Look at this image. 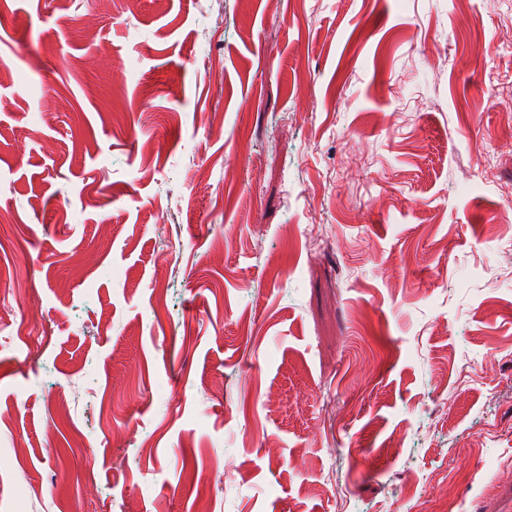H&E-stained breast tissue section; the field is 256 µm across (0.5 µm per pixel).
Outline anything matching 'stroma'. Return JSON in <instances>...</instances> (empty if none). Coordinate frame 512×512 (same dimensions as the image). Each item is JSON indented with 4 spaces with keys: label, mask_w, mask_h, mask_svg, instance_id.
<instances>
[{
    "label": "stroma",
    "mask_w": 512,
    "mask_h": 512,
    "mask_svg": "<svg viewBox=\"0 0 512 512\" xmlns=\"http://www.w3.org/2000/svg\"><path fill=\"white\" fill-rule=\"evenodd\" d=\"M507 485L512 0H0V512Z\"/></svg>",
    "instance_id": "1"
}]
</instances>
